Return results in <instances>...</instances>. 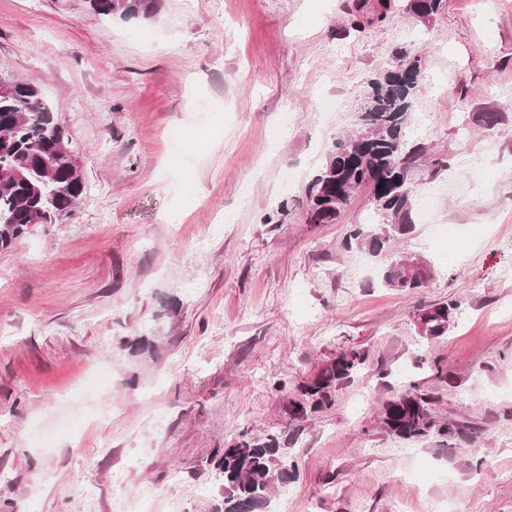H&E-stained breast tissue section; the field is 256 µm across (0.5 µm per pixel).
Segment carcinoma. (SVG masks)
I'll return each mask as SVG.
<instances>
[{
  "instance_id": "1",
  "label": "carcinoma",
  "mask_w": 512,
  "mask_h": 512,
  "mask_svg": "<svg viewBox=\"0 0 512 512\" xmlns=\"http://www.w3.org/2000/svg\"><path fill=\"white\" fill-rule=\"evenodd\" d=\"M92 10L103 17L148 18L159 9L158 0H89ZM443 7V0H409L408 9L427 20ZM405 55L395 51L397 61L371 80L355 136L339 137L328 152L326 163L312 181L308 193V223L334 224L351 193L368 186L373 193L378 228L360 229L347 243L376 257L392 238L413 228L412 204L404 190L410 186L409 172L420 157V147L407 146L402 125L411 111L418 83L419 65L398 62ZM71 151L66 149L63 130L53 120L49 102L32 84L8 79L0 83V248L8 249L40 224H53L72 213L84 191L82 177L74 173ZM429 276L422 264L412 281L403 278L400 261L382 269V281L391 288L413 290ZM456 305L444 303L420 310L417 329L427 341L448 334ZM361 352L350 349L326 364L317 375L298 387L289 400L288 415L304 420L332 406L333 395L351 380L363 364ZM435 397L420 393L410 384L397 391L381 410L386 430L395 438L415 441L431 435L451 443L463 435L452 421L438 417ZM288 440L267 434L243 439L224 449L218 468L224 478V512H260L269 502L275 485L293 479L287 462Z\"/></svg>"
}]
</instances>
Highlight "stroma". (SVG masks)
I'll use <instances>...</instances> for the list:
<instances>
[{
  "instance_id": "1",
  "label": "stroma",
  "mask_w": 512,
  "mask_h": 512,
  "mask_svg": "<svg viewBox=\"0 0 512 512\" xmlns=\"http://www.w3.org/2000/svg\"><path fill=\"white\" fill-rule=\"evenodd\" d=\"M386 3L357 32L356 0H161L146 19L0 0V76L50 101L85 184L0 250V512H133L145 491L155 512H223L216 458L291 430L271 512H512V0L426 21ZM398 47L421 71L414 227L389 250L428 262L412 291L344 245L374 224L368 188L333 224L305 208ZM448 302L447 336L421 339L418 310ZM346 349L366 360L333 406L289 422ZM408 384L466 438L389 435L380 408Z\"/></svg>"
}]
</instances>
